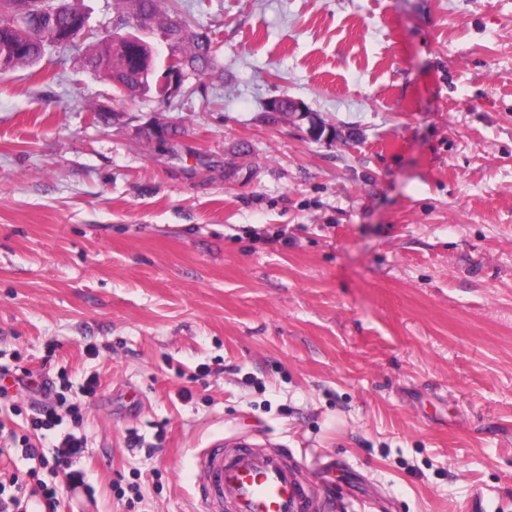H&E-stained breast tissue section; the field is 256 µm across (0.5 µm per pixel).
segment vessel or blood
Wrapping results in <instances>:
<instances>
[{"mask_svg": "<svg viewBox=\"0 0 512 512\" xmlns=\"http://www.w3.org/2000/svg\"><path fill=\"white\" fill-rule=\"evenodd\" d=\"M204 512H323L324 501L300 479L284 451L215 440L197 455Z\"/></svg>", "mask_w": 512, "mask_h": 512, "instance_id": "b4317fda", "label": "vessel or blood"}]
</instances>
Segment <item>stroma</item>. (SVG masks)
Masks as SVG:
<instances>
[{
  "label": "stroma",
  "instance_id": "1",
  "mask_svg": "<svg viewBox=\"0 0 512 512\" xmlns=\"http://www.w3.org/2000/svg\"><path fill=\"white\" fill-rule=\"evenodd\" d=\"M79 6L0 74V364L98 378L84 486L29 488L202 512L198 451L245 435L346 512H512V0H177L218 52L169 99L85 65L127 0ZM31 415L0 401V482Z\"/></svg>",
  "mask_w": 512,
  "mask_h": 512
}]
</instances>
